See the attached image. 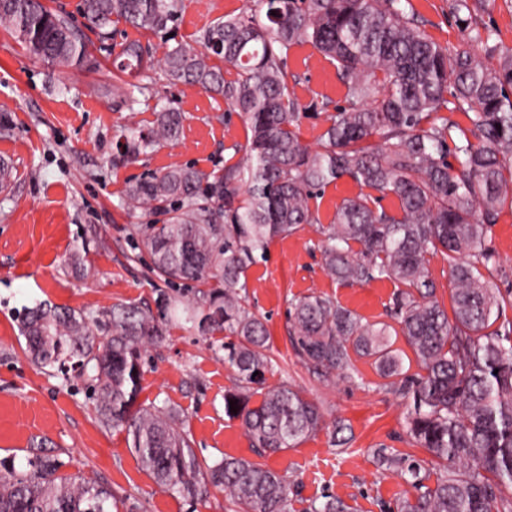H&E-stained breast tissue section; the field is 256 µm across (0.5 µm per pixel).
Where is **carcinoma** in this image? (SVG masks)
Listing matches in <instances>:
<instances>
[{
    "mask_svg": "<svg viewBox=\"0 0 512 512\" xmlns=\"http://www.w3.org/2000/svg\"><path fill=\"white\" fill-rule=\"evenodd\" d=\"M256 2L187 41L173 36L178 0H81V27L43 0H0V26L58 69L98 67L87 30L109 55L112 28L121 22L161 36L160 59L136 39L113 53L118 75L110 94L125 105L139 102L137 95L150 94L142 79L159 68L173 83L224 99L248 129L245 143L233 146L240 159L218 172L175 165L127 188V204L161 218L133 225L151 272L166 285L157 311L123 303L89 314L47 301L26 307L20 330L30 361L66 383L86 378L99 421L124 428L158 484L192 501L218 489L226 512H288L286 476L230 455L201 461L180 408L138 402L143 357L174 318L224 351L236 373L224 391V414L241 422L259 454L295 448L322 430V413L301 391L286 382L265 385L269 332L245 306L244 278L274 239L317 223L314 191L348 177L369 192L343 200L322 231L323 267L342 283L396 285L398 327L365 321L330 296H306L288 309L295 354L321 377L349 373L355 355L372 358L380 387L407 399V433L432 460L426 467L390 448L373 449L378 465L413 489L393 512H512V322L495 326L505 298L480 270L494 262L489 226L512 204V52L500 49L490 28L475 26L472 40L491 62L468 50L450 53L422 29L409 0ZM490 4L454 0L453 10L471 21ZM304 45L336 61L352 99L328 117L314 150L299 126L317 104L300 100L286 66L288 51ZM443 110L465 114L469 125ZM183 122L177 107H160L149 126L118 136L117 157L133 160L178 140ZM387 195L397 199L394 212L380 205ZM438 251L451 261V319L427 267V255ZM393 335L404 337L420 373L403 372ZM62 467L40 446L20 469L1 460L0 512L118 509L105 481ZM305 512L351 507L330 494Z\"/></svg>",
    "mask_w": 512,
    "mask_h": 512,
    "instance_id": "obj_1",
    "label": "carcinoma"
}]
</instances>
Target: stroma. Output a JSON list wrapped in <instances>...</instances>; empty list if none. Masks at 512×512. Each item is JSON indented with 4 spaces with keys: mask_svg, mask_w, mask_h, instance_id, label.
Here are the masks:
<instances>
[{
    "mask_svg": "<svg viewBox=\"0 0 512 512\" xmlns=\"http://www.w3.org/2000/svg\"><path fill=\"white\" fill-rule=\"evenodd\" d=\"M429 36L449 52L477 50L456 18L453 0H411ZM246 0H179L178 33L191 36L224 17L241 12ZM94 70H59L32 59L24 47L0 29V158L13 165V182L0 191V458L26 463L32 442L65 462L75 474L97 473L110 486L119 512H224V494L210 489L189 503L157 484L129 450L127 434L104 428L79 380L63 382L32 365L18 332L23 307L48 301L92 313L115 303L154 305L157 294L150 258L136 246L133 225L151 215L128 211L129 183L173 164L203 171L236 161L233 144L247 136L242 119L225 102L198 87L169 84L152 75L149 101L116 105L102 86L112 82V59L98 53ZM287 68L299 83L303 102L326 103L325 113L302 119L300 135L317 147L328 114L346 102L347 88L335 62L308 46L292 48ZM175 103L185 114L179 141L140 155L117 159L115 142L131 124L148 125L154 105ZM360 187L342 178L324 187L310 202L319 225H329L337 206L359 195ZM317 225L275 239L265 259L246 273L250 309L265 317L268 354L274 365L267 385L288 382L316 403L327 424L341 420L351 430L348 448L335 446L320 431L298 447L264 457V464L286 474L294 512L333 494L354 512H388L407 489L394 472L378 466L372 451L390 448L418 460L425 449L406 433L404 400L383 388L372 359L354 365L361 382L343 376L323 379L295 356L288 334L292 300L326 294L369 322L389 319L395 285L389 281L345 285L322 268ZM495 261L485 272L491 285L512 298V208L503 207L488 231ZM84 257L86 273L65 267L73 251ZM234 372L208 343L180 325L170 324L164 341L149 348L140 394L144 401H166L186 416L199 459L224 455L255 460L240 421L224 413V391Z\"/></svg>",
    "mask_w": 512,
    "mask_h": 512,
    "instance_id": "obj_1",
    "label": "stroma"
}]
</instances>
